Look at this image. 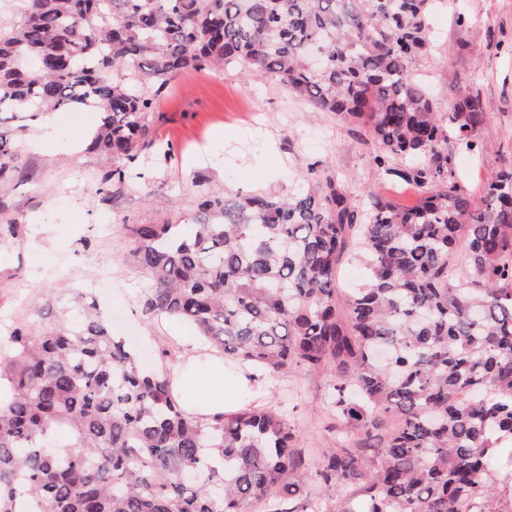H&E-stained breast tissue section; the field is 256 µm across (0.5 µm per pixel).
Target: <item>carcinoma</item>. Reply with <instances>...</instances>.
I'll list each match as a JSON object with an SVG mask.
<instances>
[{"label": "carcinoma", "mask_w": 512, "mask_h": 512, "mask_svg": "<svg viewBox=\"0 0 512 512\" xmlns=\"http://www.w3.org/2000/svg\"><path fill=\"white\" fill-rule=\"evenodd\" d=\"M0 25V116L102 113L88 150L135 157L154 87L239 63L364 130L411 206L359 208L332 175L285 197L211 195L177 224H129L122 261L142 310L184 320L267 377H329L341 444L308 459L272 405L209 423L78 295L59 328L0 355V512H297L311 483L357 493L342 512H497L488 467L512 443V167L475 197L448 143L477 148L488 113L460 91L441 112L413 65L432 0H22ZM0 128V182L18 171ZM463 246L458 272L454 253ZM365 284L336 299L342 264ZM66 429L70 442L57 432Z\"/></svg>", "instance_id": "cac0c4a2"}]
</instances>
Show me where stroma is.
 Returning a JSON list of instances; mask_svg holds the SVG:
<instances>
[{"label":"stroma","mask_w":512,"mask_h":512,"mask_svg":"<svg viewBox=\"0 0 512 512\" xmlns=\"http://www.w3.org/2000/svg\"><path fill=\"white\" fill-rule=\"evenodd\" d=\"M431 42L414 66L440 99L454 86L479 94L488 112L477 153L449 145L463 185L481 194L512 165V0H438ZM99 113L56 112L20 137L17 176L0 183V334L41 323L49 296L86 293L114 335L163 370L162 350L181 357L170 318L149 319L140 307L148 282L119 255L129 224H189L213 192L285 195L305 188L309 168L337 173L358 202L369 195L404 206L412 186L393 181L373 162L374 146L272 78L246 77L240 66L190 68L160 88L149 112L147 148L125 162L131 178L98 187L113 164L85 145ZM328 379L287 371L267 380L256 403L282 409L301 448L329 447L333 419L324 398Z\"/></svg>","instance_id":"35a3bbf8"}]
</instances>
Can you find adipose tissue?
<instances>
[{
    "label": "adipose tissue",
    "mask_w": 512,
    "mask_h": 512,
    "mask_svg": "<svg viewBox=\"0 0 512 512\" xmlns=\"http://www.w3.org/2000/svg\"><path fill=\"white\" fill-rule=\"evenodd\" d=\"M173 336L184 349L183 358L170 371L173 392L183 409L209 421L241 407L250 385L245 374L229 376L223 356L202 354L200 339L189 325L176 324Z\"/></svg>",
    "instance_id": "obj_1"
}]
</instances>
